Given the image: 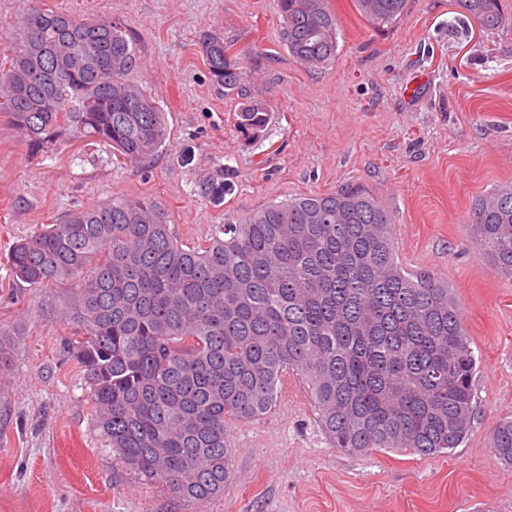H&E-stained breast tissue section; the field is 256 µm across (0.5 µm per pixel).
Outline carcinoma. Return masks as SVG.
<instances>
[{
  "label": "carcinoma",
  "instance_id": "obj_1",
  "mask_svg": "<svg viewBox=\"0 0 512 512\" xmlns=\"http://www.w3.org/2000/svg\"><path fill=\"white\" fill-rule=\"evenodd\" d=\"M378 29L406 0H354ZM486 30L501 0H457ZM280 38L303 65L336 59L328 0H279ZM0 62V111L31 148L92 138L138 162L166 144L165 112L127 80L136 52L110 17L30 7ZM217 85L238 72L219 38L203 44ZM242 132L266 125L264 106L238 112ZM473 249L512 278V189L479 197ZM392 219L350 186L271 202L187 246L156 201L115 197L67 214L6 256L30 287L72 288L62 316L84 369L96 422L126 467L178 497L210 500L231 475L228 421L277 402L287 372L307 379L332 444L351 454L409 448L440 454L467 434L477 359L448 283L398 258ZM16 348L0 327V371ZM492 449L512 463V420Z\"/></svg>",
  "mask_w": 512,
  "mask_h": 512
}]
</instances>
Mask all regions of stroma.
<instances>
[{
	"label": "stroma",
	"mask_w": 512,
	"mask_h": 512,
	"mask_svg": "<svg viewBox=\"0 0 512 512\" xmlns=\"http://www.w3.org/2000/svg\"><path fill=\"white\" fill-rule=\"evenodd\" d=\"M34 3L119 19L137 55L128 79L163 108L168 136L140 163L87 138L34 151L0 114V326L18 336L0 373V512H512V464L491 448L512 418V279L474 252L468 226L477 197L512 186V0L491 31L454 0H407L383 30L354 0H330L336 59L319 69L281 42L277 0H0V21ZM207 35L227 44L235 89L213 81ZM255 100L269 121L249 137L237 113ZM352 184L390 212L402 263L447 281L456 300L478 360L460 444L432 456L343 452L290 372L275 406L229 425L220 497L186 501L118 463L67 348L75 330L58 312L68 287L16 285L11 246L120 196L162 203L191 246L224 219Z\"/></svg>",
	"instance_id": "35a3bbf8"
}]
</instances>
